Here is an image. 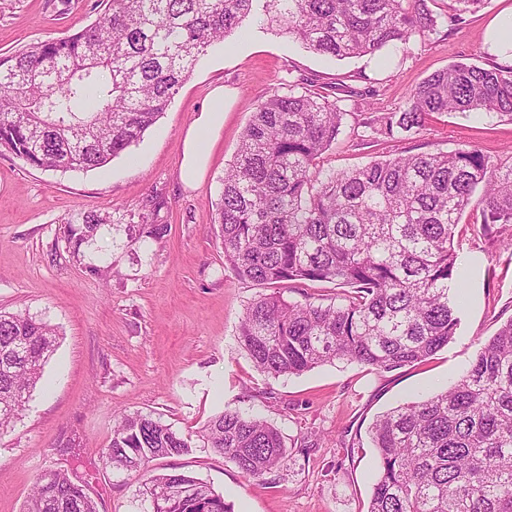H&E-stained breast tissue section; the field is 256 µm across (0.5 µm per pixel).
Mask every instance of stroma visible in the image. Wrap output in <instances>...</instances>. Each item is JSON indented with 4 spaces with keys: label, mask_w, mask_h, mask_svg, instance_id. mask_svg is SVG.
Masks as SVG:
<instances>
[{
    "label": "stroma",
    "mask_w": 512,
    "mask_h": 512,
    "mask_svg": "<svg viewBox=\"0 0 512 512\" xmlns=\"http://www.w3.org/2000/svg\"><path fill=\"white\" fill-rule=\"evenodd\" d=\"M437 27L373 56L336 59L250 23L201 57L158 122L128 153L90 171H51L0 153V310L50 323L58 347L14 429L0 437V512H24L38 474L62 469L83 482L99 512H145L146 472L104 466L122 413L153 414L183 433L224 409L260 417L282 433L288 461L252 479L213 449L154 460L189 472L235 512H366L378 468L369 428L376 416L444 390L482 345L512 320V224L490 235L471 205L455 235L466 284L456 335L427 359L392 371L338 361L270 378L238 342L245 307L262 286L238 277L214 226L224 171L268 89L335 95L345 114L320 165L347 171L411 151L465 145L492 162L512 160V121L494 115H437L390 140L370 138V112L402 111L413 89L453 63H485L487 25L512 0H486L448 27V0H428ZM105 0H0V52L63 37L102 18ZM224 88V126L209 139L201 183L179 177L183 137L215 86ZM106 216L73 256L66 223Z\"/></svg>",
    "instance_id": "35a3bbf8"
}]
</instances>
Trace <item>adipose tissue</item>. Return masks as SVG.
<instances>
[{"mask_svg": "<svg viewBox=\"0 0 512 512\" xmlns=\"http://www.w3.org/2000/svg\"><path fill=\"white\" fill-rule=\"evenodd\" d=\"M214 100L213 107L203 109L183 139V162L180 179L189 187L198 184L208 163V152L202 142L207 134L217 132L224 125V89L214 87L210 93Z\"/></svg>", "mask_w": 512, "mask_h": 512, "instance_id": "obj_1", "label": "adipose tissue"}]
</instances>
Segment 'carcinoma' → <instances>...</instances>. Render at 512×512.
Here are the masks:
<instances>
[{"label": "carcinoma", "mask_w": 512, "mask_h": 512, "mask_svg": "<svg viewBox=\"0 0 512 512\" xmlns=\"http://www.w3.org/2000/svg\"><path fill=\"white\" fill-rule=\"evenodd\" d=\"M485 0H452L448 23ZM306 48L339 59L373 55L435 30L421 0H110L81 31L0 53V152L45 170L101 168L156 124L209 48L255 17ZM322 95L261 97L217 203L225 260L238 277L278 287L331 282L329 304L261 294L238 339L271 378L336 361L391 371L448 345L464 282L455 232L481 190L482 224H512V164L475 148L418 152L325 173L321 156L344 112ZM494 114L512 121V66L454 63L411 93L401 112L371 120L394 139L433 114ZM96 212L70 224L73 253L93 240ZM57 344L27 313L0 311V435L20 418ZM379 472L367 512H512V319L446 390L393 408L370 427ZM250 478L284 466L283 436L237 410L183 434L151 414L120 417L103 461L136 472L192 451L195 439ZM146 500L164 512H234L187 472H155ZM25 512H97L83 485L52 470L36 477Z\"/></svg>", "instance_id": "1"}]
</instances>
